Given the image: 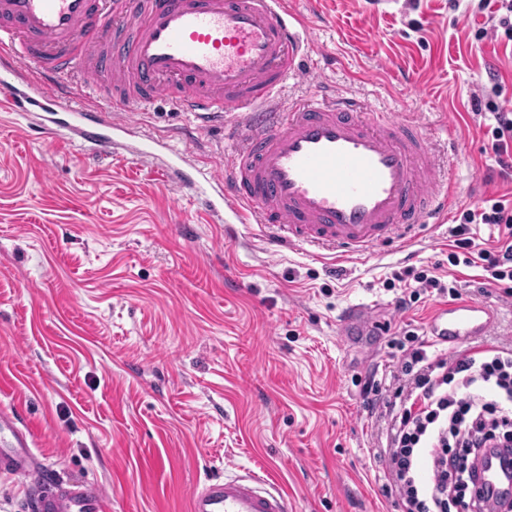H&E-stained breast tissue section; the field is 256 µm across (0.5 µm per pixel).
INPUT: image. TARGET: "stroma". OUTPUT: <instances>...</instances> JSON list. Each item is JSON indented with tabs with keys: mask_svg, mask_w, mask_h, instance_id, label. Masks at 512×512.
Wrapping results in <instances>:
<instances>
[{
	"mask_svg": "<svg viewBox=\"0 0 512 512\" xmlns=\"http://www.w3.org/2000/svg\"><path fill=\"white\" fill-rule=\"evenodd\" d=\"M295 4L336 62L318 84L289 81L281 105L321 85L419 122L456 189L450 216L512 192L482 107L512 109V42L475 39L478 0ZM135 119L202 167L226 153L166 105ZM448 252L444 224L343 261L276 249L260 225L213 222L206 195L150 163L90 157L0 112V408L32 431L49 476L100 482L112 512H189L198 484L249 471L274 478L292 512H400L377 454L395 389L371 412L363 394L387 339L341 335L339 319L371 307L389 331L423 329L438 297L400 310L392 285L404 267L433 269L497 309L478 344L512 345V302Z\"/></svg>",
	"mask_w": 512,
	"mask_h": 512,
	"instance_id": "35a3bbf8",
	"label": "stroma"
}]
</instances>
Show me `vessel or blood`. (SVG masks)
<instances>
[{
	"label": "vessel or blood",
	"instance_id": "obj_1",
	"mask_svg": "<svg viewBox=\"0 0 512 512\" xmlns=\"http://www.w3.org/2000/svg\"><path fill=\"white\" fill-rule=\"evenodd\" d=\"M328 54L291 0H0V109L38 118L43 129L70 131L94 156L140 136L131 111L160 101L202 126L223 130L231 146L223 174L177 150L167 183L216 194L211 213L262 224L274 246L306 245L336 258L384 244L405 249L431 219L443 218L454 189L436 175L431 137L387 112L364 114L357 99L312 96L279 111L287 80L317 79ZM111 80L110 107L86 98ZM137 157L156 159L164 143L140 136ZM494 311L476 301L437 305L425 333L454 345L485 335ZM34 480L29 512H111L96 483L46 478L32 437L13 411L0 409V476ZM477 486L512 498V475L498 464ZM269 479L211 478L196 487L190 512H290Z\"/></svg>",
	"mask_w": 512,
	"mask_h": 512
}]
</instances>
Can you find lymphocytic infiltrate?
I'll return each mask as SVG.
<instances>
[{"instance_id":"1","label":"lymphocytic infiltrate","mask_w":512,"mask_h":512,"mask_svg":"<svg viewBox=\"0 0 512 512\" xmlns=\"http://www.w3.org/2000/svg\"><path fill=\"white\" fill-rule=\"evenodd\" d=\"M486 106L495 119L490 150L502 180H512V111L496 102ZM497 226L496 244L479 247L468 238L470 225ZM452 266H475L488 287L512 298V198L501 195L463 210L452 226ZM396 279V299L408 308L422 295L461 299L458 282L443 284L436 275L407 267ZM390 358L403 378L398 400L386 409L387 444L383 459L394 478L403 512H512V502L477 506L472 487L479 456L490 448L512 449V346L464 348L429 356L428 343L414 331L391 339Z\"/></svg>"}]
</instances>
